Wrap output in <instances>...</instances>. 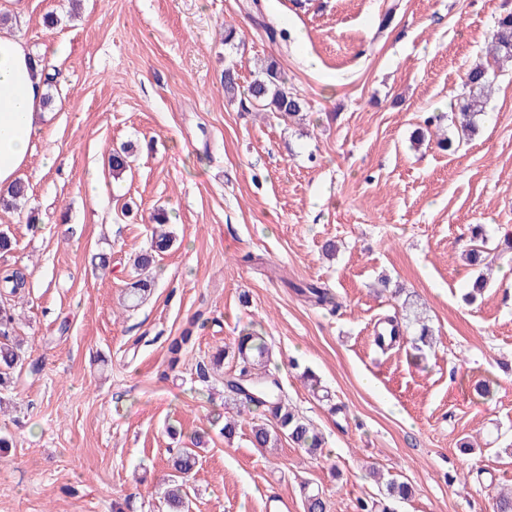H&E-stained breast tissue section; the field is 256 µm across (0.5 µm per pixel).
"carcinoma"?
I'll return each instance as SVG.
<instances>
[{
	"label": "carcinoma",
	"instance_id": "obj_1",
	"mask_svg": "<svg viewBox=\"0 0 512 512\" xmlns=\"http://www.w3.org/2000/svg\"><path fill=\"white\" fill-rule=\"evenodd\" d=\"M487 55L497 64L512 62V14L497 21V28L487 42ZM221 83L224 95L230 99L237 97L239 92L238 74L230 67L224 69ZM469 95L457 105V119L460 127L468 131L481 116L483 106L490 91L488 68L483 65L473 67L467 75ZM252 103L267 112H276L293 117L305 109L303 100L288 91L279 63L268 59L260 68L255 79L247 88ZM131 147L121 145L108 153V166L112 174L119 176L129 168ZM28 196V185L19 180L5 194H0V207L16 209L19 203ZM155 227L151 235L150 248L140 253L135 261L136 275L127 283L123 306L136 308L150 295L155 286L151 270L156 256L168 252L173 246V237L163 230V218L157 214L152 216ZM26 287V274L20 268L6 267L0 270V388H8L13 384L15 370L24 364L25 352L15 337L14 299L21 298ZM307 299L317 306L334 308L338 305L334 294L327 288L309 284L303 291ZM198 321L193 319L179 335L173 337L167 346L168 363L175 367L181 358L194 346L195 329ZM236 359L237 369L234 373L224 376L225 397L249 411L259 410L263 415L272 418L275 427H267V423L252 425V443L258 448H265L284 435L296 447L314 455L321 448L322 439L314 426L300 416L286 399L285 391L276 376L267 369L269 348L264 337L248 333L238 337L232 350L222 349L196 365L195 373L200 384L209 386L211 379L221 370L226 353ZM212 429L219 435L230 439L237 433V421L217 412L210 414ZM209 433L194 435L191 448H174L171 452L172 474L168 479L169 489L163 497L167 512H188L190 500L186 492V483L195 470L198 460L196 449L207 444ZM411 494L408 484L391 481L386 485L383 499L359 502V512H393L389 502L405 500ZM493 512H512V488L508 486L497 489L493 497Z\"/></svg>",
	"mask_w": 512,
	"mask_h": 512
}]
</instances>
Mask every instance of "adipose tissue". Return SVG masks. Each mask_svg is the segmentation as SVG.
I'll return each mask as SVG.
<instances>
[{
	"mask_svg": "<svg viewBox=\"0 0 512 512\" xmlns=\"http://www.w3.org/2000/svg\"><path fill=\"white\" fill-rule=\"evenodd\" d=\"M45 73L23 43L0 37V191L11 188L33 149Z\"/></svg>",
	"mask_w": 512,
	"mask_h": 512,
	"instance_id": "ef3b65f1",
	"label": "adipose tissue"
}]
</instances>
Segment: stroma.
I'll list each match as a JSON object with an SVG mask.
<instances>
[{"label":"stroma","mask_w":512,"mask_h":512,"mask_svg":"<svg viewBox=\"0 0 512 512\" xmlns=\"http://www.w3.org/2000/svg\"><path fill=\"white\" fill-rule=\"evenodd\" d=\"M509 12L512 0H0L8 36L37 55L65 49L20 172L28 200L0 209L15 242L0 266L27 273L17 334L41 364L0 395V434L15 443L0 458V512H161L170 449L220 409L240 429L200 449L192 512H268L279 496L303 512L307 490L327 512H357L381 497L372 468L412 486L397 512H492L493 487L512 485V65L490 68L474 132L456 105ZM271 57L306 102L299 118L248 100ZM125 143L131 169L116 177L108 151ZM159 209L176 242L127 311ZM476 224L491 267L469 303ZM306 282L339 307L297 294ZM412 312L434 348L374 345L387 316ZM195 317L194 348L169 368L168 338ZM249 332L322 433V456L285 439L253 447L251 413L196 382L197 362ZM307 368L329 399L304 385Z\"/></svg>","instance_id":"stroma-1"}]
</instances>
